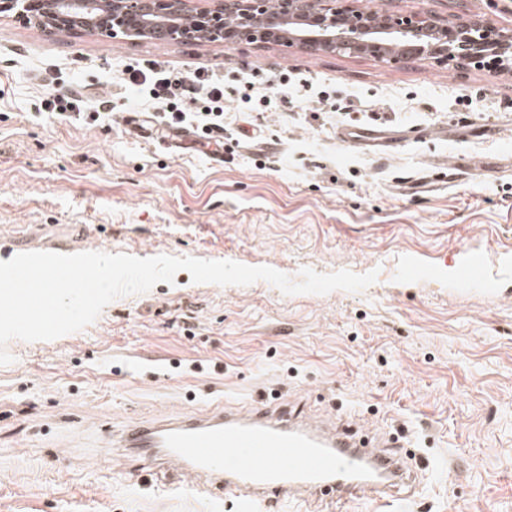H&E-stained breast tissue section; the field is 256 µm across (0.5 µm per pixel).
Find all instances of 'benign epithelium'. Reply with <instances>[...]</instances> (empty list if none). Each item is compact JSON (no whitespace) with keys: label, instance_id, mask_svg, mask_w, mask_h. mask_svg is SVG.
Instances as JSON below:
<instances>
[{"label":"benign epithelium","instance_id":"benign-epithelium-1","mask_svg":"<svg viewBox=\"0 0 512 512\" xmlns=\"http://www.w3.org/2000/svg\"><path fill=\"white\" fill-rule=\"evenodd\" d=\"M192 0H0V13L31 10L49 28L74 20L91 24L88 32L152 35L157 39L221 38L226 47L240 39L274 37L306 51L372 53L393 60L428 55L436 59L472 61L489 52L512 64V32L494 42L481 38L485 25L467 15L443 19L426 12L412 18L380 16L336 8L335 0H280L278 12L265 0H212L204 8ZM238 25L224 26V16Z\"/></svg>","mask_w":512,"mask_h":512}]
</instances>
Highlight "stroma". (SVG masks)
Segmentation results:
<instances>
[{"label": "stroma", "mask_w": 512, "mask_h": 512, "mask_svg": "<svg viewBox=\"0 0 512 512\" xmlns=\"http://www.w3.org/2000/svg\"><path fill=\"white\" fill-rule=\"evenodd\" d=\"M413 17L458 10L512 30V0H336ZM224 76V161L131 131V66ZM271 106L251 114L238 86ZM106 99L97 121L44 110L49 87ZM448 129L380 157L349 118ZM190 256L291 277L377 271L360 292L173 283L117 298L85 329L10 340L0 366V512H237L142 462L108 427L281 401L415 444L420 489L385 512H512V66L152 41L0 13V261L27 246Z\"/></svg>", "instance_id": "1"}]
</instances>
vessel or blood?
Listing matches in <instances>:
<instances>
[{"label":"vessel or blood","instance_id":"b4317fda","mask_svg":"<svg viewBox=\"0 0 512 512\" xmlns=\"http://www.w3.org/2000/svg\"><path fill=\"white\" fill-rule=\"evenodd\" d=\"M339 137L385 156L410 134L354 126ZM107 445L147 464L157 478L174 472L201 495L234 498L238 512H282L310 497L379 501L415 480L395 437L285 403L136 421L109 431Z\"/></svg>","mask_w":512,"mask_h":512}]
</instances>
